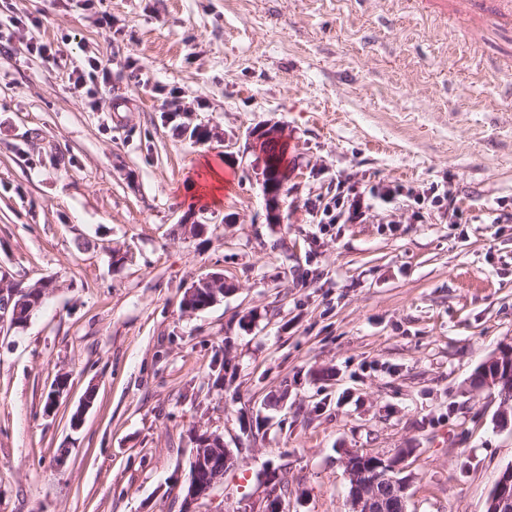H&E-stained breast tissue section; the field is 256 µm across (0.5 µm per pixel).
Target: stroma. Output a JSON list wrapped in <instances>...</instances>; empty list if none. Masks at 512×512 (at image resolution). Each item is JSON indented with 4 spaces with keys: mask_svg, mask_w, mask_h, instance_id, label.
I'll return each mask as SVG.
<instances>
[{
    "mask_svg": "<svg viewBox=\"0 0 512 512\" xmlns=\"http://www.w3.org/2000/svg\"><path fill=\"white\" fill-rule=\"evenodd\" d=\"M7 7L0 274L58 288L0 328V512H184L204 432L234 464L194 512H348L347 449L398 458L407 512H486L512 465V416L472 383L512 348V223L485 221L512 211V70L400 0ZM94 54L110 83L74 89ZM260 127L288 170L276 223ZM204 160L229 184L196 205ZM340 180L434 183L464 221L401 198L313 223ZM213 273L223 298L183 310Z\"/></svg>",
    "mask_w": 512,
    "mask_h": 512,
    "instance_id": "obj_1",
    "label": "stroma"
}]
</instances>
